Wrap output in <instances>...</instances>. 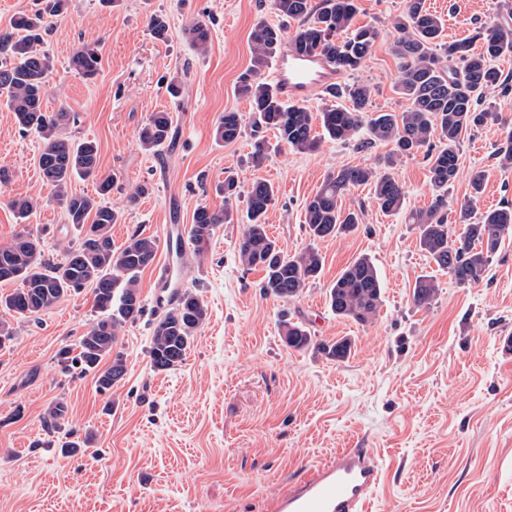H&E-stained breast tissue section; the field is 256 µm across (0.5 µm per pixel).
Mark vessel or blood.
I'll return each instance as SVG.
<instances>
[{
  "label": "vessel or blood",
  "mask_w": 512,
  "mask_h": 512,
  "mask_svg": "<svg viewBox=\"0 0 512 512\" xmlns=\"http://www.w3.org/2000/svg\"><path fill=\"white\" fill-rule=\"evenodd\" d=\"M337 75L320 57L287 54L276 62L270 79L279 95L303 103L327 90ZM165 255L156 266L157 308L171 304L177 286L175 260L189 243L182 225H166ZM382 480L380 463L371 449L344 448L329 462L309 467L270 502L268 512H367Z\"/></svg>",
  "instance_id": "1"
}]
</instances>
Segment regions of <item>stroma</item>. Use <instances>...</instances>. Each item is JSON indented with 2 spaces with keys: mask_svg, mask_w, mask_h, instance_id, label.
Listing matches in <instances>:
<instances>
[{
  "mask_svg": "<svg viewBox=\"0 0 512 512\" xmlns=\"http://www.w3.org/2000/svg\"><path fill=\"white\" fill-rule=\"evenodd\" d=\"M355 25L380 37L363 67L341 75L344 84L372 86L370 110L403 111L394 90L393 20L405 0H357ZM444 20L443 43L498 24L512 29V0H426ZM164 15L168 31L153 36L150 15ZM210 30L206 54L190 46L195 21ZM261 22L282 25L271 0H70L42 49L52 59L43 106L77 116L73 139L95 140L103 173L115 175L108 201L122 208L112 241L131 235L161 237L165 224H191L200 206L224 207L219 187L234 171L241 190L256 178L278 194L266 222L280 247L293 254L316 248L324 258L319 280L283 301L261 294L264 273L238 259L242 225H221L203 254L182 260L181 283L198 288L208 317L185 361L167 372L150 366L151 270L139 276L143 316L126 324L118 348L126 373L107 393L93 374L64 372L63 348H76L97 317L91 289L65 297L30 318L9 320L13 340L0 346V512H263L267 499L307 467L343 448L373 449L383 471L370 512H512V238L505 239L479 286L457 285L420 250L407 213L431 203L423 157L397 168L405 194L402 213L387 216L369 188L344 203L362 207L363 222L348 235L311 240L304 205L328 171L370 166L389 150L382 144L323 139L313 153L280 147L260 167L247 162L251 139L216 141L214 128L228 110L248 113L238 95L250 67V33ZM100 50L99 71L86 79L70 65L76 46ZM509 88L488 101L501 120L465 139L460 172L448 191L456 210L469 193L471 169L488 181L478 211L512 205V169L497 167L495 149L512 129V53L497 62ZM180 77L182 93L166 86ZM170 112L173 137L158 153L142 151L137 132L151 113ZM42 141L20 130L0 96V245L19 233L39 237L47 259L75 244L77 231L38 166ZM150 192L136 204L138 185ZM30 197L38 206L18 221L8 203ZM369 256L382 281L377 317L360 324L337 318L326 289L356 257ZM436 275L432 305H414L417 279ZM300 321L323 340L350 338V356L327 360L315 349L296 351L280 337L282 319ZM64 405L59 429L45 422ZM88 441L73 456L67 441Z\"/></svg>",
  "mask_w": 512,
  "mask_h": 512,
  "instance_id": "stroma-1",
  "label": "stroma"
}]
</instances>
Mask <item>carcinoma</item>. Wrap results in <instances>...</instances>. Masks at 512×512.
Here are the masks:
<instances>
[{
  "instance_id": "carcinoma-1",
  "label": "carcinoma",
  "mask_w": 512,
  "mask_h": 512,
  "mask_svg": "<svg viewBox=\"0 0 512 512\" xmlns=\"http://www.w3.org/2000/svg\"><path fill=\"white\" fill-rule=\"evenodd\" d=\"M36 2L39 9L34 14L16 17L12 30L0 33V53L9 56V60L0 62V95L6 96L20 129L33 131L43 140L39 164L44 181L80 239L64 249L57 261L45 259L40 241L29 233L0 246V282L17 284L12 293L0 299V305L24 318L52 308L72 291L91 287L99 317L81 336L78 353L73 356L65 348L59 352V362L66 372L78 369L86 373L98 371L104 359H111L96 379L97 388L105 393L125 374V359L116 346L124 326L143 313L138 277L154 262L158 242L154 237L134 234L120 247L112 245V225L120 223L122 212L105 203L115 178L102 173L98 144L65 135L67 127L77 122L74 114L43 110L52 61L39 45L49 33L47 19L67 13L69 0ZM272 8L279 16L298 22L289 47L326 58L341 74L359 70L380 36L373 26L352 27L355 0H322L317 6L311 0H272ZM442 26L441 18L426 8L425 0H406L405 11L393 22V52L399 65L396 88L408 102L401 112H368L371 88L358 82L336 85L330 92L333 97L347 98L348 106L331 105L313 112L304 105H285L276 89L260 78L269 61L284 48L283 30L265 23L257 24L252 31L251 76L243 77L238 92L249 102L253 116L249 158L255 166L261 165L274 149L264 137L268 130L274 132L276 144L302 154L319 148L321 139L314 131L317 124L335 141L348 143L364 132L368 135L361 141L364 147L394 144L392 152L377 166H347L324 176L304 206V223L314 239L347 235L358 229L363 223L362 210L344 206L343 200L361 186L373 190L375 203L383 213L402 211L405 192L397 178L398 163L415 157L424 148L429 150L425 157L429 159L433 202L426 210L410 213L409 222L418 229L421 250L437 268L458 285L469 287L485 280L493 256L512 236V207L475 210L474 203L486 181V171L481 168L471 170L469 197L455 210L454 223L463 225L458 239L452 238L445 206L448 190L458 175L463 140L498 120L497 113L486 107L485 99L503 85L495 62L512 53V32L488 25L477 31L473 41L445 45L439 54L435 40ZM188 36L196 52H206L210 31L205 24H192ZM474 41L480 43L477 50L472 48ZM71 64L78 74L91 78L99 70L100 59L95 49L82 45L74 50ZM171 127L170 113H152L138 133L139 147L146 152L158 151L169 140ZM243 132L242 114L230 110L220 117L214 137L230 144ZM495 158L500 168H512L511 133L497 147ZM90 177L97 180V196L69 191L74 179ZM221 191L224 209L200 206L193 214L188 235L199 252L219 225L235 221L233 201L239 197L235 177H226ZM274 201L273 184L254 180L246 195L247 224L238 243V257L243 266L265 271L264 294L288 301L299 297L320 277L324 260L314 248L293 255L280 248L265 224ZM9 206L18 218L25 219L37 202L18 197L10 200ZM438 291L435 277L425 275L415 283L413 303L428 308ZM381 297L378 270L368 256L361 255L330 285L327 302L336 317L367 323L377 316ZM206 317L207 308L197 292L178 290L173 307L152 322V368L164 372L182 364ZM280 327L281 339L290 349L312 347L338 362L351 354L352 341L348 338L318 341L303 323L290 320L281 322Z\"/></svg>"
}]
</instances>
